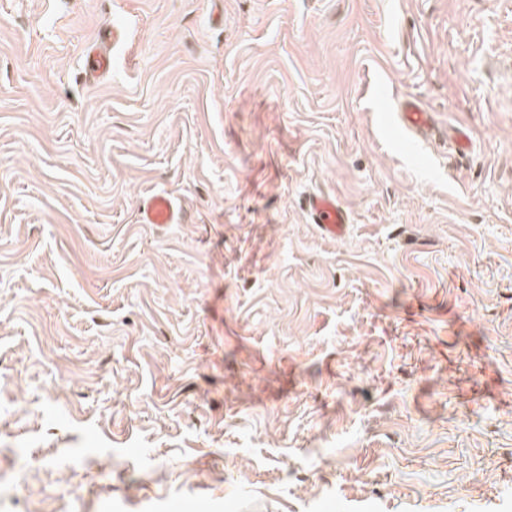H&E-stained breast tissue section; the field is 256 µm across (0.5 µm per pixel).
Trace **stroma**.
<instances>
[{
    "mask_svg": "<svg viewBox=\"0 0 512 512\" xmlns=\"http://www.w3.org/2000/svg\"><path fill=\"white\" fill-rule=\"evenodd\" d=\"M0 512H512V0H0ZM395 119L404 130L414 134H421L431 126V114L417 100L406 99L400 102ZM305 208L313 224H318L325 238L342 237L350 224V218L343 204L336 196L314 193L306 197ZM179 211L175 202L164 194L150 197L140 207V223L143 224H176Z\"/></svg>",
    "mask_w": 512,
    "mask_h": 512,
    "instance_id": "obj_1",
    "label": "stroma"
}]
</instances>
